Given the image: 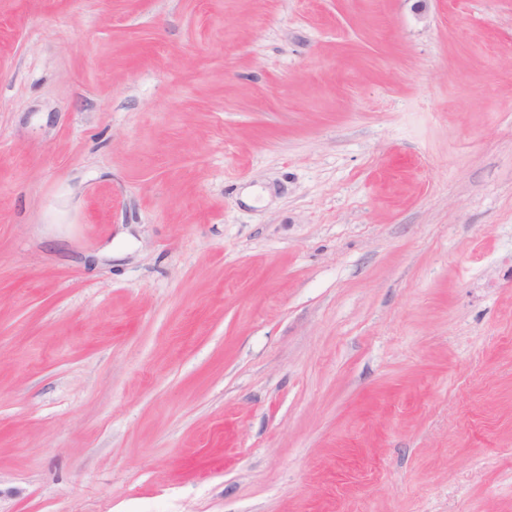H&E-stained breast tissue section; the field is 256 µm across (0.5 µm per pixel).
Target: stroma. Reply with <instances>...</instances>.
I'll use <instances>...</instances> for the list:
<instances>
[{
    "label": "stroma",
    "instance_id": "stroma-1",
    "mask_svg": "<svg viewBox=\"0 0 512 512\" xmlns=\"http://www.w3.org/2000/svg\"><path fill=\"white\" fill-rule=\"evenodd\" d=\"M0 512H512V0H0Z\"/></svg>",
    "mask_w": 512,
    "mask_h": 512
}]
</instances>
